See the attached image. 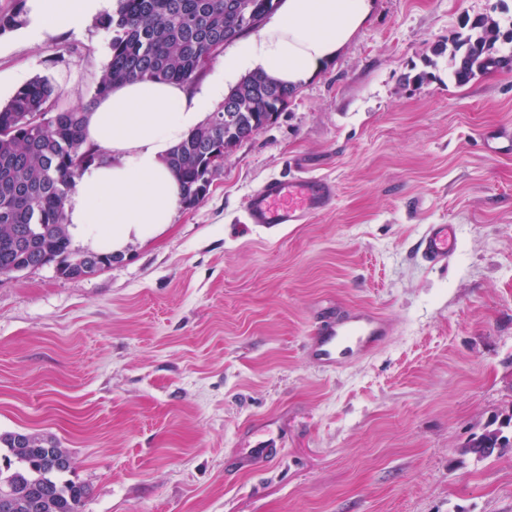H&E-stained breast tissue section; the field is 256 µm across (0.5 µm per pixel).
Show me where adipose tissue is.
I'll return each instance as SVG.
<instances>
[{"label":"adipose tissue","mask_w":512,"mask_h":512,"mask_svg":"<svg viewBox=\"0 0 512 512\" xmlns=\"http://www.w3.org/2000/svg\"><path fill=\"white\" fill-rule=\"evenodd\" d=\"M38 31L80 27L108 12L111 0H31ZM372 0H281L278 13L233 54L200 91L134 80L115 86L84 110L83 134L107 159L86 166L67 206L74 245L122 253L128 241L169 223L180 183L165 158L204 125L223 102L227 83L260 71L291 87L331 63L367 20Z\"/></svg>","instance_id":"adipose-tissue-1"}]
</instances>
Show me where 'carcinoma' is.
Instances as JSON below:
<instances>
[{
  "label": "carcinoma",
  "instance_id": "obj_1",
  "mask_svg": "<svg viewBox=\"0 0 512 512\" xmlns=\"http://www.w3.org/2000/svg\"><path fill=\"white\" fill-rule=\"evenodd\" d=\"M15 0L0 11V34L26 23L24 4ZM279 0H115L100 25L112 34L110 59L97 95L132 79L190 85L227 44L224 32L241 38L277 9ZM433 48L451 49V76L463 86L491 68H507L512 57L499 54L498 40L512 43V29L494 30L479 16ZM261 72L241 78L227 92L236 102L232 120L215 119L191 133L166 158L182 183V203L202 202L197 186L208 173V152L233 128L260 132L270 110L286 107L296 90L274 84ZM60 92L46 79L20 87L0 106V275L24 269L42 254L52 256L56 272L84 276L91 251L80 252L65 224V207L81 170L104 158L82 135L83 113L59 109ZM16 433L0 434V512H80L88 494L83 484L64 478L69 454L51 439L29 435L17 446ZM512 449V414L473 435L465 452L487 458Z\"/></svg>",
  "mask_w": 512,
  "mask_h": 512
}]
</instances>
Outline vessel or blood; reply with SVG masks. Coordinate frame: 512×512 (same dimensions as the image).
<instances>
[{
    "label": "vessel or blood",
    "instance_id": "obj_1",
    "mask_svg": "<svg viewBox=\"0 0 512 512\" xmlns=\"http://www.w3.org/2000/svg\"><path fill=\"white\" fill-rule=\"evenodd\" d=\"M334 195L332 185L312 176L274 177L248 200L245 219L250 224H302L312 215L325 210ZM458 240L453 224L430 225L421 237L418 253L431 266L447 263ZM388 325L372 311L352 310L348 315L323 317L314 332L313 351L321 367L332 368L337 362V349L343 342L374 344L387 335ZM282 454L275 443L251 449L245 458L233 462L236 470L253 468L277 460Z\"/></svg>",
    "mask_w": 512,
    "mask_h": 512
}]
</instances>
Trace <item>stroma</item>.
Returning <instances> with one entry per match:
<instances>
[{"mask_svg":"<svg viewBox=\"0 0 512 512\" xmlns=\"http://www.w3.org/2000/svg\"><path fill=\"white\" fill-rule=\"evenodd\" d=\"M467 15L507 30L512 0H374L201 203L93 275H0V434L65 448L81 512H512V452L463 451L512 412V153L487 138L512 130V67L459 86L432 52ZM32 29L0 34V105L40 77L83 111L110 32ZM299 174L332 184L328 210L247 223ZM431 224L459 229L447 266L417 254ZM351 308L391 335L317 367L316 323ZM281 454L282 448H277L274 442H269L261 448H252L247 457L236 460L231 467L235 470L253 468L277 460Z\"/></svg>","mask_w":512,"mask_h":512,"instance_id":"obj_1","label":"stroma"}]
</instances>
